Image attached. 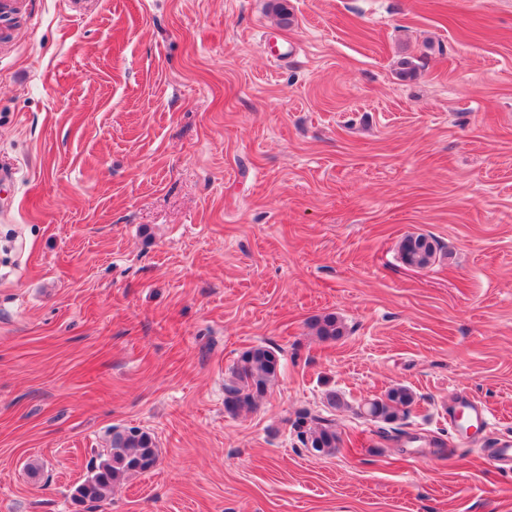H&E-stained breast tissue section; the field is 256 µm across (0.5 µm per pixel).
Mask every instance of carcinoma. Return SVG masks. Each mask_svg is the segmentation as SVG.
Wrapping results in <instances>:
<instances>
[{
	"label": "carcinoma",
	"instance_id": "carcinoma-1",
	"mask_svg": "<svg viewBox=\"0 0 512 512\" xmlns=\"http://www.w3.org/2000/svg\"><path fill=\"white\" fill-rule=\"evenodd\" d=\"M404 264L425 268L435 261L433 240L423 234L408 235L400 244ZM316 334L323 339L336 340L344 335L345 326L334 314L314 323ZM277 352L266 347L244 351L233 370L231 383L225 387L228 410L237 411L252 406L263 396L280 373ZM414 395L406 387H393L385 396L366 403V413L384 422H394L408 413ZM299 437L306 448L329 454L340 447L342 439L333 421L321 417H302L298 422ZM104 459L92 466L91 475L75 487L73 498L81 503L106 500L115 486L127 478L151 470L158 459L153 436L137 427L113 428L112 445L103 453Z\"/></svg>",
	"mask_w": 512,
	"mask_h": 512
}]
</instances>
